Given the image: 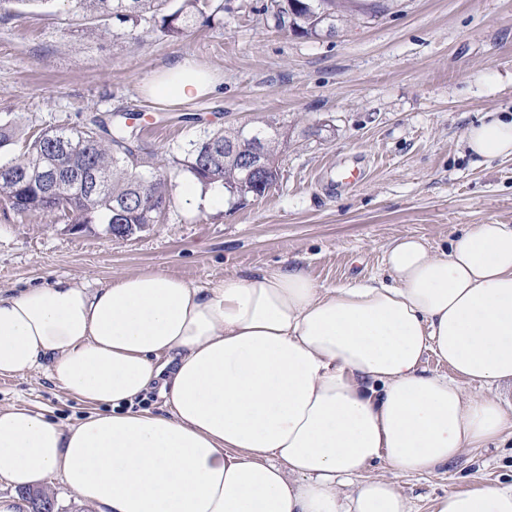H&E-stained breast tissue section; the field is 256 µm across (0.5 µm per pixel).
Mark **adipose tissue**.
<instances>
[{
    "mask_svg": "<svg viewBox=\"0 0 512 512\" xmlns=\"http://www.w3.org/2000/svg\"><path fill=\"white\" fill-rule=\"evenodd\" d=\"M219 79L186 58L144 93L184 103ZM512 157V119L470 127ZM382 278L323 287L294 267L195 285L162 270L88 288L0 291V376L43 370L88 405L69 424L0 406V512L52 473L96 512H412L382 464L425 475L512 437V226L472 224L447 250L397 238ZM449 374L427 371V356ZM488 389L468 396L462 381ZM167 408H144L151 391ZM432 512H512V483L453 489Z\"/></svg>",
    "mask_w": 512,
    "mask_h": 512,
    "instance_id": "ef3b65f1",
    "label": "adipose tissue"
}]
</instances>
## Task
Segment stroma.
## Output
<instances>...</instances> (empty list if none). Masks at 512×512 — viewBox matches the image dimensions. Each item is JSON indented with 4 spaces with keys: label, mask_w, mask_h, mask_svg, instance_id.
Segmentation results:
<instances>
[{
    "label": "stroma",
    "mask_w": 512,
    "mask_h": 512,
    "mask_svg": "<svg viewBox=\"0 0 512 512\" xmlns=\"http://www.w3.org/2000/svg\"><path fill=\"white\" fill-rule=\"evenodd\" d=\"M266 2L223 0L224 13L178 39L123 28L101 39L59 4L0 18L2 123L80 126L95 113L140 112L144 168L159 172L221 126L288 130L280 178L263 196L194 208L183 173L158 223L125 240L0 208V289L59 276L96 288L150 269L203 284L295 262L333 287L380 277L398 237L439 252L467 225H512V159L476 162L464 139L470 125L512 112V0H385L377 17L321 39L276 29ZM179 57L217 72V91L176 105L146 97L145 81ZM353 168L361 180L341 185ZM22 403L63 420L88 411L40 370L0 378V405ZM369 474L430 512L449 490L511 482L512 438L430 475Z\"/></svg>",
    "instance_id": "1"
}]
</instances>
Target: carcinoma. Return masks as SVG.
Here are the masks:
<instances>
[{
    "instance_id": "carcinoma-1",
    "label": "carcinoma",
    "mask_w": 512,
    "mask_h": 512,
    "mask_svg": "<svg viewBox=\"0 0 512 512\" xmlns=\"http://www.w3.org/2000/svg\"><path fill=\"white\" fill-rule=\"evenodd\" d=\"M68 10L96 20L93 31L107 37L116 26L158 27L179 38L196 19L208 22L213 15L212 0H61ZM384 9L367 0H270L264 7L274 27L288 28L300 37L320 38L323 29L335 27L344 18L362 12L377 16ZM255 139L228 125L202 139L192 141L184 157L174 160V172L146 174L143 158L130 144L139 139V128L121 120L112 125L93 122L91 126H55L28 136L17 121L0 123V152L23 143L20 154L4 162L21 173L17 180L0 177V204L21 216L58 213L70 224H102L104 229L119 224H154L163 214L151 205L156 196L171 201V177L186 172L202 186L219 184L231 197L250 193L240 160L249 156L255 141L264 142L272 167L265 180L279 177V157L288 144L283 129L273 123L254 127ZM234 145V154L224 152V143ZM91 169L100 179L101 191L86 190L82 175Z\"/></svg>"
}]
</instances>
